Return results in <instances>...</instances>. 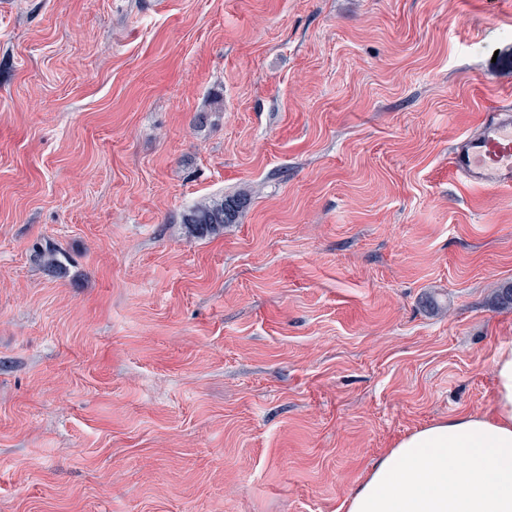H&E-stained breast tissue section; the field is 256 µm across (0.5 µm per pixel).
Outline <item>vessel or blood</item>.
I'll use <instances>...</instances> for the list:
<instances>
[{
    "label": "vessel or blood",
    "instance_id": "1",
    "mask_svg": "<svg viewBox=\"0 0 512 512\" xmlns=\"http://www.w3.org/2000/svg\"><path fill=\"white\" fill-rule=\"evenodd\" d=\"M452 170L470 185L512 188V112H486L480 127L466 135L450 155Z\"/></svg>",
    "mask_w": 512,
    "mask_h": 512
}]
</instances>
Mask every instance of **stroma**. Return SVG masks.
Masks as SVG:
<instances>
[{
    "label": "stroma",
    "instance_id": "stroma-1",
    "mask_svg": "<svg viewBox=\"0 0 512 512\" xmlns=\"http://www.w3.org/2000/svg\"><path fill=\"white\" fill-rule=\"evenodd\" d=\"M510 45L512 0H0V512H338L490 412L512 193L448 149ZM243 195L223 197L195 205L182 218L188 233L194 237H206L224 228V224H234L245 204Z\"/></svg>",
    "mask_w": 512,
    "mask_h": 512
}]
</instances>
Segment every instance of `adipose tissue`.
Masks as SVG:
<instances>
[{
  "mask_svg": "<svg viewBox=\"0 0 512 512\" xmlns=\"http://www.w3.org/2000/svg\"><path fill=\"white\" fill-rule=\"evenodd\" d=\"M494 409L404 436L368 469L342 512H512V348L493 368Z\"/></svg>",
  "mask_w": 512,
  "mask_h": 512,
  "instance_id": "ef3b65f1",
  "label": "adipose tissue"
}]
</instances>
